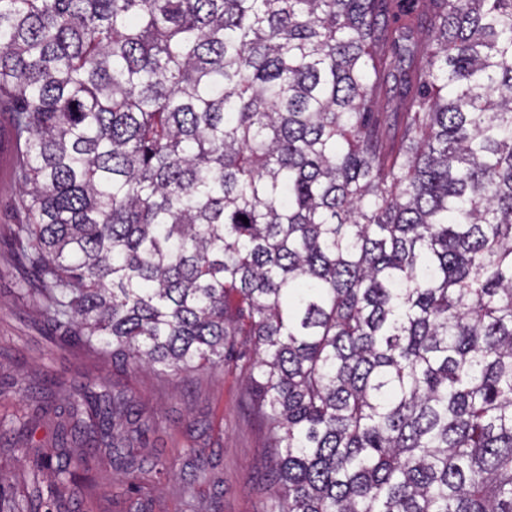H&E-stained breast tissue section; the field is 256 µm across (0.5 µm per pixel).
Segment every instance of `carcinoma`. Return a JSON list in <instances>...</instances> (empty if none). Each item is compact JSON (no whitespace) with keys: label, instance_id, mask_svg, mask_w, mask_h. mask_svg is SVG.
<instances>
[{"label":"carcinoma","instance_id":"1","mask_svg":"<svg viewBox=\"0 0 512 512\" xmlns=\"http://www.w3.org/2000/svg\"><path fill=\"white\" fill-rule=\"evenodd\" d=\"M392 2L0 0L24 294L166 376L251 346L264 512H512V0ZM58 400L0 512H71L105 438L130 492L161 473L107 378Z\"/></svg>","mask_w":512,"mask_h":512}]
</instances>
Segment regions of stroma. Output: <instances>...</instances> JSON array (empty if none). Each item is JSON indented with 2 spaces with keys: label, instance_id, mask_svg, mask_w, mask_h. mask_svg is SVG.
Listing matches in <instances>:
<instances>
[{
  "label": "stroma",
  "instance_id": "obj_1",
  "mask_svg": "<svg viewBox=\"0 0 512 512\" xmlns=\"http://www.w3.org/2000/svg\"><path fill=\"white\" fill-rule=\"evenodd\" d=\"M15 170L12 162L0 166V474L9 476L14 493L25 494L28 473L14 455L23 441L13 433L11 422L16 415L33 413L34 395L44 379L56 376L80 384L104 375L133 396L153 426L146 447L137 451L138 458H158L188 473L194 460L186 456V449H203L205 462L223 477L224 485L199 484L202 507L209 512H262L274 488L275 472L264 425L244 402L251 357L231 359L216 370L167 378L63 343L18 293L30 272L11 244V229L28 223L29 214L19 203ZM90 468L104 492L81 498L80 512H128L135 502L142 512L181 510L175 482L161 480L150 496L128 492L113 477L108 448H99Z\"/></svg>",
  "mask_w": 512,
  "mask_h": 512
}]
</instances>
